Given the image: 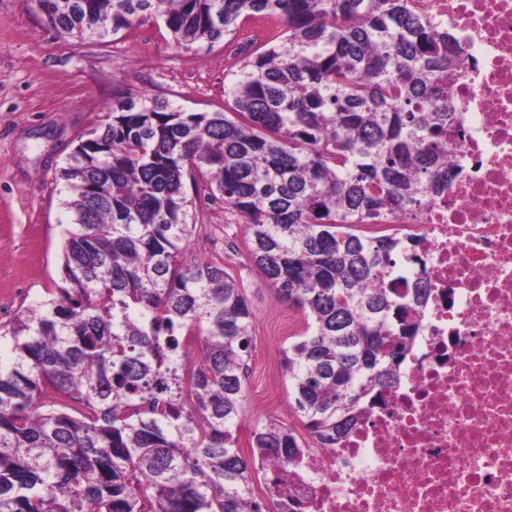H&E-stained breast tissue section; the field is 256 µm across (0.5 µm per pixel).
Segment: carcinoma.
<instances>
[{
	"mask_svg": "<svg viewBox=\"0 0 512 512\" xmlns=\"http://www.w3.org/2000/svg\"><path fill=\"white\" fill-rule=\"evenodd\" d=\"M418 0H49L54 29L103 41L142 17L180 46L266 20L227 111L120 93L60 170L73 214L66 286L20 308L0 362V512H260L237 448L253 310L180 254L183 179L247 223L249 256L306 330L283 351L292 410L322 448L398 386L422 331L421 240L367 235L448 190L459 133L448 27ZM306 440L278 421L250 448L283 468Z\"/></svg>",
	"mask_w": 512,
	"mask_h": 512,
	"instance_id": "carcinoma-1",
	"label": "carcinoma"
}]
</instances>
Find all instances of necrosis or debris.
<instances>
[{
  "label": "necrosis or debris",
  "instance_id": "4bbe7bcc",
  "mask_svg": "<svg viewBox=\"0 0 512 512\" xmlns=\"http://www.w3.org/2000/svg\"><path fill=\"white\" fill-rule=\"evenodd\" d=\"M455 38L460 134L417 220L432 288L399 387L340 448L254 462L262 512H512V0H423Z\"/></svg>",
  "mask_w": 512,
  "mask_h": 512
}]
</instances>
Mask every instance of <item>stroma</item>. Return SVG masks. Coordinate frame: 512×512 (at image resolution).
Masks as SVG:
<instances>
[{
	"label": "stroma",
	"instance_id": "obj_1",
	"mask_svg": "<svg viewBox=\"0 0 512 512\" xmlns=\"http://www.w3.org/2000/svg\"><path fill=\"white\" fill-rule=\"evenodd\" d=\"M235 46L177 47L159 21L94 43L57 33L34 0H0V330L22 304L63 285L62 244L68 213L58 172L80 138L106 119L115 94L160 95L189 112L224 107L236 71ZM200 225L181 259L222 264L246 291L254 315L244 413L235 435L249 450L256 424L285 421L289 402L282 352L305 328L301 312L279 302L248 257L246 223L223 204H198Z\"/></svg>",
	"mask_w": 512,
	"mask_h": 512
}]
</instances>
